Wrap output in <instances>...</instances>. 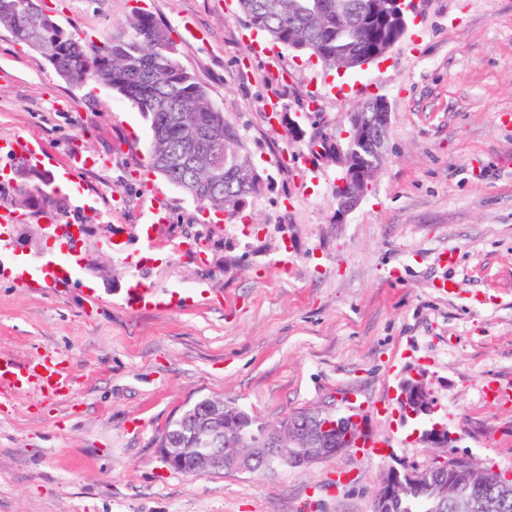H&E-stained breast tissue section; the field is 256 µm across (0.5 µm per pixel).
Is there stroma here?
Listing matches in <instances>:
<instances>
[{
    "label": "stroma",
    "instance_id": "1",
    "mask_svg": "<svg viewBox=\"0 0 512 512\" xmlns=\"http://www.w3.org/2000/svg\"><path fill=\"white\" fill-rule=\"evenodd\" d=\"M39 5L92 39L127 37L147 9L274 188L250 197L230 232L160 175L131 183L148 165L141 113L97 84L66 83L0 30V138L37 140L53 173L76 145L105 160L59 215L98 244L75 286L0 279V354L68 375L60 395L33 388L0 404V512H374L388 467L432 463L418 434L434 420L454 435L449 455L512 476V401L482 391L488 380L512 390V0H419L389 54L342 75L271 42L254 53L236 0ZM375 97L390 107L386 162L340 223V169L312 149L343 139L348 113ZM155 206L171 222L148 241ZM135 274L158 305L127 307ZM443 278L459 293L439 294ZM410 376L432 418L402 419ZM207 397L271 424L356 407L387 452L256 475L176 471L155 438Z\"/></svg>",
    "mask_w": 512,
    "mask_h": 512
}]
</instances>
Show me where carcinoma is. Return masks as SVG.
<instances>
[{
    "instance_id": "1",
    "label": "carcinoma",
    "mask_w": 512,
    "mask_h": 512,
    "mask_svg": "<svg viewBox=\"0 0 512 512\" xmlns=\"http://www.w3.org/2000/svg\"><path fill=\"white\" fill-rule=\"evenodd\" d=\"M252 28L272 42L316 57L334 70L366 54L372 43L360 23L384 0H237ZM132 35L125 40L86 42L53 25V18L37 0H0V29L39 55L54 51L56 72L70 82H93L131 103L149 123V168L170 184L185 189L200 211L220 213L228 223L240 218L247 199L260 193L263 176L252 166L236 126L211 100L208 89L187 71L177 56L170 29L152 14L137 10L129 21ZM192 135L199 155L212 156L221 179L214 182L196 159L169 166L163 159L181 153L182 139ZM12 187L0 181V205L36 215L58 211L60 199L39 169L19 159ZM195 421L208 422L213 431L252 440L264 436L268 423L243 409L223 411V402L200 400L186 409ZM194 429L188 427L171 438L168 431L156 437V447H195ZM430 493L422 491L390 502L387 512H436Z\"/></svg>"
}]
</instances>
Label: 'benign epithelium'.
I'll return each instance as SVG.
<instances>
[{"instance_id":"obj_1","label":"benign epithelium","mask_w":512,"mask_h":512,"mask_svg":"<svg viewBox=\"0 0 512 512\" xmlns=\"http://www.w3.org/2000/svg\"><path fill=\"white\" fill-rule=\"evenodd\" d=\"M369 108L379 114L380 123L367 125L363 113L353 110L348 115L349 126L356 133L365 132L362 144L378 156L384 155V146L389 124V106L385 98L370 102ZM362 196L349 193L341 196L337 202V216L342 218L354 211L360 204ZM399 404L404 406L407 416L417 418L429 416L435 407L430 394L417 379H407L401 385ZM297 443L296 450L288 456V464L293 467L309 465L324 457L344 451V445L338 440L340 430L348 427L358 433L367 432L365 420L361 416L336 415L331 419L323 415L303 417L297 424H285ZM282 428L273 425L265 433L263 440L252 444L245 451L228 448H211L209 440L199 437L194 448H164V457L169 464L186 474L201 475L235 472L255 474L262 461L277 451ZM421 441L430 448H446L453 442L452 433L445 426L436 425L422 432ZM494 481L490 473L478 469L468 458L441 456L436 464L427 468L390 467L382 476L375 501V512H383L388 502L399 494H409L420 489H431L445 498L456 488L464 485L485 484ZM512 495V486L499 483L497 493L488 496L469 498L471 512H499L502 500Z\"/></svg>"}]
</instances>
